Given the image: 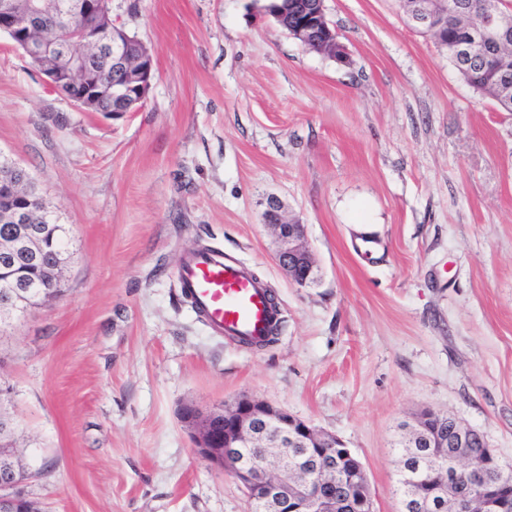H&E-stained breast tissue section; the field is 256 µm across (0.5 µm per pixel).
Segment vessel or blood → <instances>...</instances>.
<instances>
[{
  "label": "vessel or blood",
  "mask_w": 512,
  "mask_h": 512,
  "mask_svg": "<svg viewBox=\"0 0 512 512\" xmlns=\"http://www.w3.org/2000/svg\"><path fill=\"white\" fill-rule=\"evenodd\" d=\"M192 309L219 336L258 341L274 317L267 287L232 255L217 248L189 252L176 273Z\"/></svg>",
  "instance_id": "b4317fda"
}]
</instances>
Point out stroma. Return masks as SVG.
I'll use <instances>...</instances> for the list:
<instances>
[{
  "label": "stroma",
  "mask_w": 512,
  "mask_h": 512,
  "mask_svg": "<svg viewBox=\"0 0 512 512\" xmlns=\"http://www.w3.org/2000/svg\"><path fill=\"white\" fill-rule=\"evenodd\" d=\"M266 0H112L152 52L133 112H85L0 34V157L65 225L63 292L0 327L21 489L42 512H247L180 419L242 397L335 434L398 512L400 421L481 432L512 465V112L461 78L399 0H324L348 63ZM317 282L278 267L270 198ZM203 246L277 296L265 347L213 335L175 274Z\"/></svg>",
  "instance_id": "35a3bbf8"
}]
</instances>
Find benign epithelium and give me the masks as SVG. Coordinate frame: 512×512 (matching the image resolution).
Masks as SVG:
<instances>
[{"mask_svg": "<svg viewBox=\"0 0 512 512\" xmlns=\"http://www.w3.org/2000/svg\"><path fill=\"white\" fill-rule=\"evenodd\" d=\"M272 7L297 15L295 36L306 40L316 25L323 9L322 0L315 5H305L301 0H271ZM408 22L416 29L433 34L442 25L441 19L453 9L467 13V0H405ZM97 8V0H28L20 9L14 0H0V30L14 37L30 60L39 65L51 89L58 88V72L50 67V59L66 55L70 59L73 79L71 100L83 109L104 97L112 98V111L133 112L141 104L150 88L153 57L132 60L131 38L121 25L101 30L95 40V53L91 56H75L69 44L56 41L36 40L31 30L38 26L40 18L51 14L58 24L66 26L80 15H88ZM512 41V22L501 17L495 4H483L480 24L468 31L467 37L453 46L455 54L475 67L487 61L499 63L501 70L508 67L500 62L501 52L489 56L492 47L501 48ZM112 51V71L119 80L107 91L98 88L93 72L94 61ZM282 205L272 199L266 211V221L277 231L278 250L276 261L288 278L299 285L317 280V269L305 246V225L285 222L281 217ZM24 210L13 206L6 211L11 223L0 234V255L8 269L13 271L32 267L43 281L60 285V274L67 260V249H48L46 230L38 224H21ZM29 292L23 285L22 276L15 275L13 286L0 290V316L13 320L19 316L21 304L27 302ZM183 420L195 431L198 454L211 465L231 473L248 495L249 512H375L369 492L367 473L360 461H355L354 480L358 488L356 496L341 502L331 491L326 480L327 469L320 466L302 465L297 462L301 455H311L316 448H340L345 457H352L336 435L316 429L307 421L285 409L257 398H240L231 406L200 413L189 406L183 409ZM435 419L431 411L418 414L415 425L409 428L407 438L410 448L427 445L442 448L446 442L437 440L425 422ZM452 427L454 453L448 460L452 473L428 496L423 508L448 507L449 512H474L476 500L482 501V512H508L507 504L486 487L487 475L482 468L469 471V490L461 491L454 482V471L468 465L464 449L472 444L476 431L465 428L456 420L448 419ZM16 428L14 419L0 416V447L8 449L0 458V512H14V505L25 500L17 492L22 483L16 460L23 459L14 443L3 438ZM491 473L496 482L512 484V466L500 464L492 450H487Z\"/></svg>", "mask_w": 512, "mask_h": 512, "instance_id": "benign-epithelium-1", "label": "benign epithelium"}]
</instances>
